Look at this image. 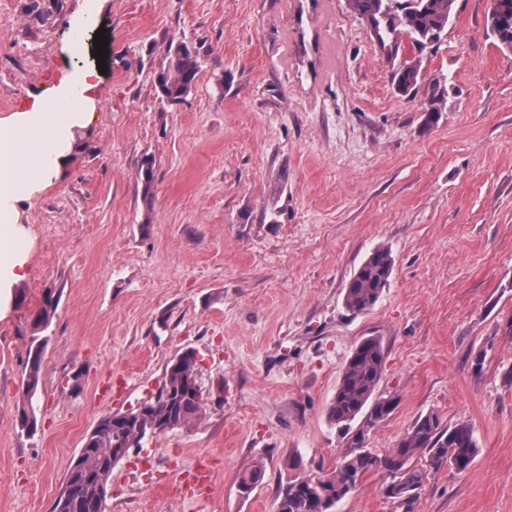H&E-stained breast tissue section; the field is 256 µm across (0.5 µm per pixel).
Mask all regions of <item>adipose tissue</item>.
<instances>
[{"instance_id":"obj_1","label":"adipose tissue","mask_w":512,"mask_h":512,"mask_svg":"<svg viewBox=\"0 0 512 512\" xmlns=\"http://www.w3.org/2000/svg\"><path fill=\"white\" fill-rule=\"evenodd\" d=\"M100 73L88 67L62 78L53 94H36L26 108L0 118V298L27 275V258L17 247L20 202L60 176L84 127L82 112L56 111V103L78 97L83 105L99 100Z\"/></svg>"}]
</instances>
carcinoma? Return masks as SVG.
<instances>
[{
	"label": "carcinoma",
	"instance_id": "cac0c4a2",
	"mask_svg": "<svg viewBox=\"0 0 512 512\" xmlns=\"http://www.w3.org/2000/svg\"><path fill=\"white\" fill-rule=\"evenodd\" d=\"M456 0H346L348 7L370 23L369 34L392 62V80L399 92L415 89L421 76V55L441 40L453 19ZM488 28L501 48L512 51V0H491ZM416 54L398 59L403 39ZM169 62L159 72L157 85L161 100L181 102L196 83L200 71L198 55L185 44L168 47ZM391 251L375 249L353 274L344 288L345 309L359 315L373 308L393 273ZM60 296L56 289L43 293L41 305L32 317L30 344L23 380L26 401L20 409V423L27 434L37 431L33 399L43 370L47 337L42 335L55 316ZM385 367L380 339L366 337L347 358L342 376L328 407L329 421L339 427L347 446L341 449L336 467L319 475V481L303 477L288 480L276 499L275 512H333L359 478L372 468L387 474L386 497L401 512H414L420 492L430 476L445 468L461 473L473 463L478 451L472 428L467 424L444 426L433 412L419 416L397 444L379 456L363 443L371 427L383 422L393 411L396 398L378 393ZM198 362L193 351L185 350L165 368L163 386L139 409L102 416L86 436L83 447L70 465L52 512H95L94 502L108 492L112 472L136 447L137 441L156 431L188 429L201 418L206 403L198 384ZM362 419L358 428L352 422ZM419 458L421 462L413 463ZM263 469L253 466L240 477L239 490L250 495L263 478Z\"/></svg>",
	"mask_w": 512,
	"mask_h": 512
}]
</instances>
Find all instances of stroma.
Here are the masks:
<instances>
[{
	"instance_id": "1",
	"label": "stroma",
	"mask_w": 512,
	"mask_h": 512,
	"mask_svg": "<svg viewBox=\"0 0 512 512\" xmlns=\"http://www.w3.org/2000/svg\"><path fill=\"white\" fill-rule=\"evenodd\" d=\"M85 3L0 0V117L92 63L94 28L73 20ZM489 8L456 0L405 95L345 0H102L99 101L63 174L22 205L28 273L0 305V512H51L100 417L155 395L187 349L206 412L131 449L107 512H274L288 478L335 467L327 411L367 336L397 399L374 453L428 412L477 440L470 468L431 477L415 512H512V51ZM173 41L201 72L170 105L156 76ZM381 245L389 285L351 315L343 289ZM48 288L61 297L30 436L18 410ZM200 466L210 483L186 496L178 480ZM385 480L369 470L335 512H393Z\"/></svg>"
}]
</instances>
